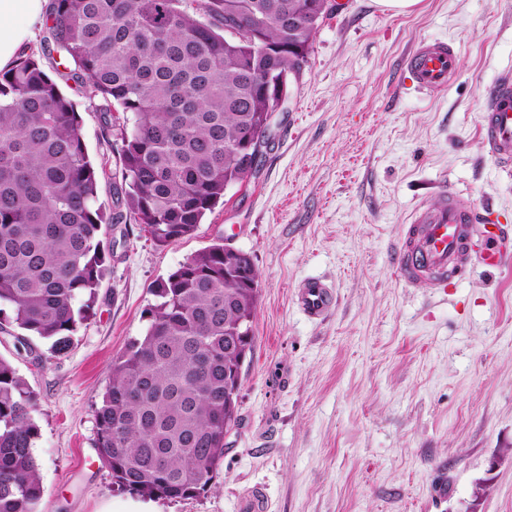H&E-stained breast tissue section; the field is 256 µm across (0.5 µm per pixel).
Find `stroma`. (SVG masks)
Segmentation results:
<instances>
[{"label":"stroma","mask_w":512,"mask_h":512,"mask_svg":"<svg viewBox=\"0 0 512 512\" xmlns=\"http://www.w3.org/2000/svg\"><path fill=\"white\" fill-rule=\"evenodd\" d=\"M337 2L256 172L191 237L159 247L140 225L109 226L108 271L63 351L0 323V357L37 394L39 512L130 498L99 460L95 408L113 358L147 327L154 281L220 240L250 253L259 273L240 423L210 489L153 499L156 512H240L256 486L269 512H512V266H475L444 295L405 286L395 268L403 224L438 201L441 184L512 226V175L479 130L490 87L512 70V0H419L405 14ZM437 39L455 45L459 71L424 95L405 60ZM60 86L90 158L107 164L99 203L111 211L119 158L104 102L76 81ZM307 277L336 296L317 321L297 303Z\"/></svg>","instance_id":"stroma-1"}]
</instances>
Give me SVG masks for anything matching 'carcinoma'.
<instances>
[{"label": "carcinoma", "instance_id": "carcinoma-1", "mask_svg": "<svg viewBox=\"0 0 512 512\" xmlns=\"http://www.w3.org/2000/svg\"><path fill=\"white\" fill-rule=\"evenodd\" d=\"M325 0H49L38 50L0 72V316L67 346L88 318L110 249L104 224L144 225L157 246L192 235L272 142L261 117L271 77L299 79ZM101 97L120 141L113 207L73 101L42 58ZM258 272L216 242L151 288L145 334L112 364L96 448L118 487L188 499L206 491L239 425L241 366L253 351ZM36 396L0 357V512H38Z\"/></svg>", "mask_w": 512, "mask_h": 512}]
</instances>
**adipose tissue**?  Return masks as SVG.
Returning a JSON list of instances; mask_svg holds the SVG:
<instances>
[{"label": "adipose tissue", "mask_w": 512, "mask_h": 512, "mask_svg": "<svg viewBox=\"0 0 512 512\" xmlns=\"http://www.w3.org/2000/svg\"><path fill=\"white\" fill-rule=\"evenodd\" d=\"M44 11L45 0H0V69L10 65L19 48L32 41Z\"/></svg>", "instance_id": "ef3b65f1"}]
</instances>
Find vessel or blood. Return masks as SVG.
<instances>
[{"label": "vessel or blood", "mask_w": 512, "mask_h": 512, "mask_svg": "<svg viewBox=\"0 0 512 512\" xmlns=\"http://www.w3.org/2000/svg\"><path fill=\"white\" fill-rule=\"evenodd\" d=\"M407 67L420 89L436 93L447 88L458 72V55L453 44L434 40L424 43L408 57ZM480 133L494 159L512 168V72H502L490 88L481 114ZM482 239L481 256L487 268L498 270L512 264L505 247V229L483 223L479 214L458 205L453 191L441 186L436 204L420 203L404 224L397 242L396 271L406 285L425 284L438 292L469 274L474 239ZM297 301L313 320L332 309L331 288L320 278L300 281Z\"/></svg>", "instance_id": "obj_1"}]
</instances>
